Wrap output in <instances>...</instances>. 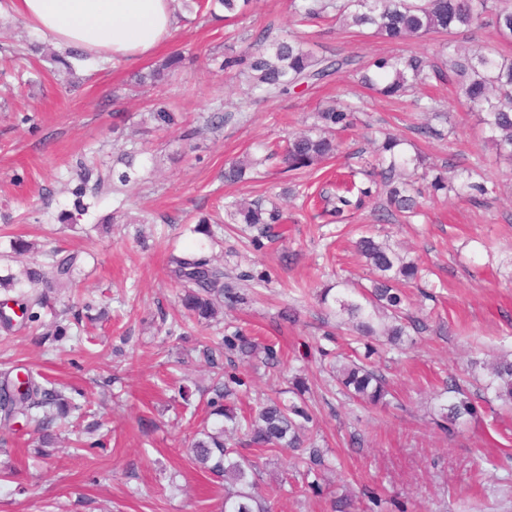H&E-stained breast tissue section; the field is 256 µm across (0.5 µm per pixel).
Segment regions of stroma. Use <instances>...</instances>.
<instances>
[{
  "label": "stroma",
  "mask_w": 512,
  "mask_h": 512,
  "mask_svg": "<svg viewBox=\"0 0 512 512\" xmlns=\"http://www.w3.org/2000/svg\"><path fill=\"white\" fill-rule=\"evenodd\" d=\"M267 26L293 30L289 0H252L246 17L230 23L186 15L155 57L79 62L70 74L30 51L43 36L11 0H0V215L11 218L0 244L22 236L35 243L38 260L51 250L80 253L79 290L70 304H110L108 317L87 322L84 335L59 342L42 341L29 324L0 329V374H40L102 422L91 435L70 427L47 456L35 452L34 423L18 418L0 429V512H220L223 480L202 473L187 451L207 416L205 401L177 396L179 386L209 384L189 351L223 336L225 324L168 335L180 292L167 275L170 253L192 248L198 218L226 201L262 199L293 184L311 194L328 172L366 170L371 139L386 132L402 134L405 152H421L441 169L465 168L484 155L476 113L445 78L427 93L449 110L453 133L446 140L417 134L427 116L415 97H379L345 73L236 113L242 91L209 59L223 55L225 42ZM306 39L326 57L369 60L400 49L326 22L308 27ZM176 51L187 62L169 83L133 84L135 73ZM334 98L361 107L357 127L343 135L345 154L296 176L272 163L248 182L225 183V162L304 128ZM155 105L180 113L200 135L185 142L179 130L143 124ZM217 112L227 119L215 125ZM127 151L136 154L137 183L94 199L76 226L62 223L61 213L74 208L79 162L119 171ZM485 178L488 192L476 202L433 194L419 182L423 213L410 224L384 220L378 197L342 224L324 223L317 209L289 199L294 221L275 244L254 242L242 224L214 225L213 254L226 273L242 278L247 297L225 323L274 345L281 360L276 369L257 361L240 369L235 405L245 409L274 395L292 400L304 383L326 450L317 493L295 452L248 449L272 512H332L336 499L346 501V512H512V414L480 409L454 438L438 425L449 377L466 379L471 361L512 353V163L486 157ZM118 210L151 221L99 231ZM362 236L399 244L425 269L406 294L426 331L413 334L403 352L371 357L395 395L386 408L364 409L340 393L330 364L365 344L318 303L323 288L338 281H367L369 269L354 248ZM286 307L294 313L288 322L280 317Z\"/></svg>",
  "instance_id": "1"
}]
</instances>
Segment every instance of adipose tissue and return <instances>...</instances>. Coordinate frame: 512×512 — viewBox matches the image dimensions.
<instances>
[{
    "label": "adipose tissue",
    "mask_w": 512,
    "mask_h": 512,
    "mask_svg": "<svg viewBox=\"0 0 512 512\" xmlns=\"http://www.w3.org/2000/svg\"><path fill=\"white\" fill-rule=\"evenodd\" d=\"M14 10L64 49L137 62L172 35L171 0H12Z\"/></svg>",
    "instance_id": "ef3b65f1"
}]
</instances>
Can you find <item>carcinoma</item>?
<instances>
[{"label": "carcinoma", "mask_w": 512, "mask_h": 512, "mask_svg": "<svg viewBox=\"0 0 512 512\" xmlns=\"http://www.w3.org/2000/svg\"><path fill=\"white\" fill-rule=\"evenodd\" d=\"M224 9V19L232 20L246 14L251 0H181L186 12L201 10L205 2ZM294 24L305 26L317 19H332L346 28H370L386 39L406 42L432 34H452L470 28L488 17L503 40H512V0H290ZM184 58L174 53L146 73L134 75V84H162L182 67ZM224 72L246 86V98L236 111L247 112L252 104L273 100L289 94L295 88L312 86L343 71L351 70L358 81L383 97H399L415 93L429 85L434 78L448 76L469 105L479 114L483 125L484 143L498 157L512 162V58L495 55L489 50L471 48L460 51L443 44L438 59L404 50L400 53L359 60L354 54L335 57L317 56L306 47L299 33L271 35L261 29L251 41L232 42L224 47ZM358 108L352 103L333 99L320 105L313 113V122L299 132H293L283 146L264 147L260 156L246 153L224 166V181L238 183L247 179L258 166L277 159L286 172L306 171L346 151L345 143L336 133L356 121ZM150 120L160 126L177 124V116L165 107L149 109ZM377 157L375 171L369 174V185L358 187L346 182L320 193L326 204L329 222L339 224L348 213L362 208L383 194L386 196L387 216L406 221L420 214L421 195L413 185L414 176L430 183L433 192H452L457 197L477 200L487 193L484 182L478 180L484 158L472 166L446 178L434 172L417 154L413 157L399 153L403 139L387 133L381 143L370 141ZM126 170L111 176L98 169L83 166L77 174V184L71 189L79 214L88 211L83 202L86 196L96 197L107 186L119 192L137 181L132 162ZM225 222L246 224L259 238L279 237L275 231L288 223L286 209L274 202L265 205L261 199L234 200L224 204ZM10 251L3 253L8 261L0 273V289L15 292L13 303L28 313L31 322L40 320L41 309H54L61 291L74 287L79 255L64 256L57 252L44 261L22 262L20 257L30 253L34 245L20 237L9 240ZM356 251L365 258L373 278L368 288L343 284L335 296L336 319L349 324L360 336H381L387 344L400 347L411 332L426 325L411 317L404 304L403 285L421 279L419 265L406 259L387 241L364 236L356 242ZM168 276L181 288L178 303L184 319L209 326L219 322L224 309L233 307L244 297L238 292L236 279L224 272V265L207 253V245L199 242L187 254L169 259ZM69 324L58 319L50 323L46 335L56 339L80 328L82 316L65 308ZM199 358L212 373L206 391L214 426L198 428L189 442V452L199 469L224 478V505L221 512H271L258 482V464L239 451L238 446L262 448L303 449L302 463L306 475L314 476L308 483L319 489V476L326 469L324 451L315 446L308 423L312 421L306 405L277 397L239 414L231 406L236 386L241 379L224 371V364L235 361L261 362L276 366L277 352L271 346H261L235 330L219 339L200 341L194 347ZM341 391L365 406L389 404L391 391L384 375L374 366L348 359L333 367ZM448 404L440 408V420L447 425L448 435L461 432V425L476 415L474 394L456 379L446 388ZM481 398L496 402L500 411L512 412V358L504 357L489 367V378L481 384ZM78 410V406L60 390L47 387L32 375L26 388H17V380L4 377L0 382V425L6 427L19 417L33 420L41 431L40 446L54 445L52 428L59 418Z\"/></svg>", "instance_id": "carcinoma-1"}]
</instances>
